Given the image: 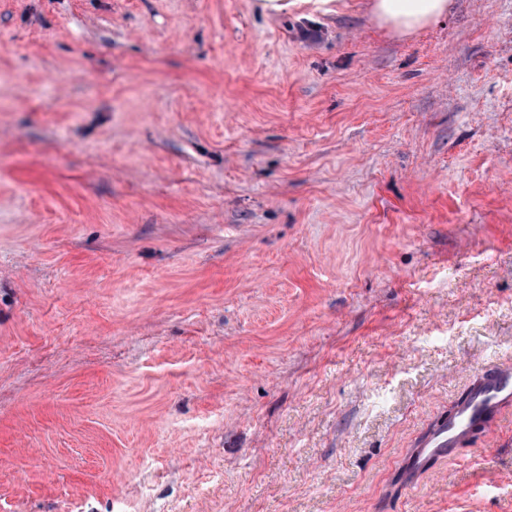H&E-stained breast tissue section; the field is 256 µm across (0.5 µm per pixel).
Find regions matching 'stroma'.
Wrapping results in <instances>:
<instances>
[{"mask_svg": "<svg viewBox=\"0 0 512 512\" xmlns=\"http://www.w3.org/2000/svg\"><path fill=\"white\" fill-rule=\"evenodd\" d=\"M0 0V512H512V0ZM452 0H372L371 15L381 27L411 36L448 17ZM512 405V367H482L464 399L448 416L426 428L398 463L401 482L412 483L427 474L436 461L454 459L471 436L498 425Z\"/></svg>", "mask_w": 512, "mask_h": 512, "instance_id": "35a3bbf8", "label": "stroma"}]
</instances>
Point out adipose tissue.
<instances>
[{
	"label": "adipose tissue",
	"instance_id": "obj_1",
	"mask_svg": "<svg viewBox=\"0 0 512 512\" xmlns=\"http://www.w3.org/2000/svg\"><path fill=\"white\" fill-rule=\"evenodd\" d=\"M452 0H372L371 15L382 27L410 36L445 19Z\"/></svg>",
	"mask_w": 512,
	"mask_h": 512
}]
</instances>
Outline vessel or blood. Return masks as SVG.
<instances>
[{
  "mask_svg": "<svg viewBox=\"0 0 512 512\" xmlns=\"http://www.w3.org/2000/svg\"><path fill=\"white\" fill-rule=\"evenodd\" d=\"M512 408V367H482L464 399L456 402L447 417L426 428L398 463L401 482L412 483L427 474L439 460L453 459L456 450L471 436L498 425Z\"/></svg>",
  "mask_w": 512,
  "mask_h": 512,
  "instance_id": "obj_1",
  "label": "vessel or blood"
}]
</instances>
